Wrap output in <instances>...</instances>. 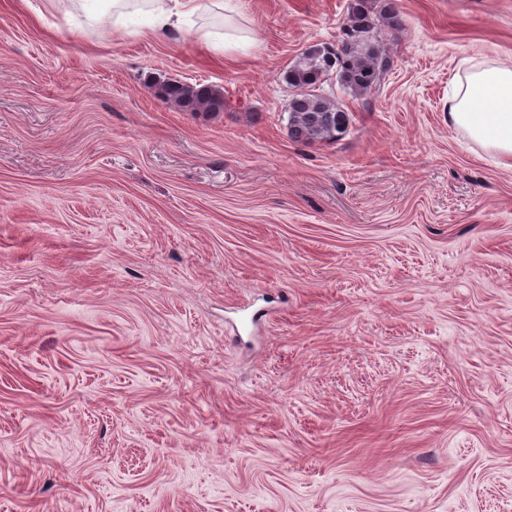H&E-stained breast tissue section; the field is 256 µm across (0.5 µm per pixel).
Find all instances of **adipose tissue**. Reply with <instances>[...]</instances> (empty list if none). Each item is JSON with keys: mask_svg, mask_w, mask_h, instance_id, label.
I'll list each match as a JSON object with an SVG mask.
<instances>
[{"mask_svg": "<svg viewBox=\"0 0 512 512\" xmlns=\"http://www.w3.org/2000/svg\"><path fill=\"white\" fill-rule=\"evenodd\" d=\"M449 126L494 153L512 167V63H496L470 72L448 107Z\"/></svg>", "mask_w": 512, "mask_h": 512, "instance_id": "obj_1", "label": "adipose tissue"}]
</instances>
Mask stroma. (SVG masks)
I'll return each mask as SVG.
<instances>
[{"mask_svg": "<svg viewBox=\"0 0 512 512\" xmlns=\"http://www.w3.org/2000/svg\"><path fill=\"white\" fill-rule=\"evenodd\" d=\"M350 4L0 0V512H512V168L448 125L512 0H398L295 140ZM150 6V13L156 30L164 31L179 28L185 18L207 8L201 0H145ZM396 2L353 0L336 43L308 47L285 71L284 80L294 90L288 104L292 138L330 143L346 132L339 129L337 117L347 112L351 120L349 110L336 99L316 92L315 85L321 82L324 70L328 76L332 72L339 85L355 97L365 99L379 92L394 63L380 38L385 25H399ZM327 54L335 58L333 67H326ZM329 114L336 116V124L330 122L333 117L327 119ZM155 91L164 101L190 112H221L224 95L210 85L182 86L180 81L167 80L155 84Z\"/></svg>", "mask_w": 512, "mask_h": 512, "instance_id": "stroma-1", "label": "stroma"}]
</instances>
